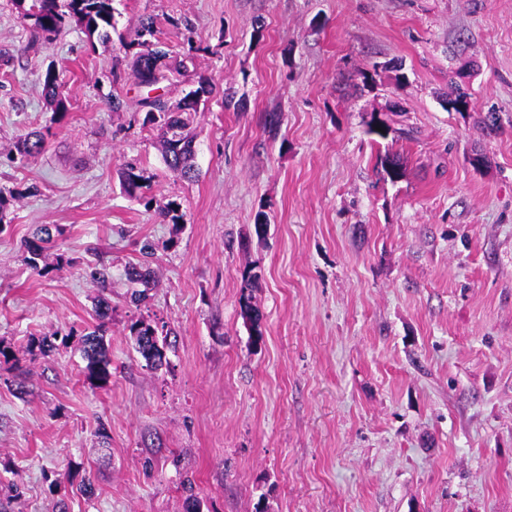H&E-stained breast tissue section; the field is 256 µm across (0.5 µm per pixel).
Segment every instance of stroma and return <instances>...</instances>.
<instances>
[{"mask_svg": "<svg viewBox=\"0 0 512 512\" xmlns=\"http://www.w3.org/2000/svg\"><path fill=\"white\" fill-rule=\"evenodd\" d=\"M113 5L109 41L72 24L46 45L0 0V189H35L0 233V344L30 390L0 363V483L20 491L6 512H186L188 479L202 512H512V0ZM148 15L213 86L191 121V180L135 118L146 88L112 76ZM50 66L70 89L61 117L42 96ZM374 113L411 139L370 134ZM35 129L45 150L14 161ZM388 150L403 159L394 182L377 174ZM131 162L154 176L153 208L120 186ZM172 199L177 226L157 211ZM39 224L63 227L54 250L74 267L23 263ZM146 240L154 286L137 305L124 269ZM97 260L112 272L103 388L77 338L26 350L93 323L82 264ZM138 320L174 332L160 368L135 350Z\"/></svg>", "mask_w": 512, "mask_h": 512, "instance_id": "stroma-1", "label": "stroma"}]
</instances>
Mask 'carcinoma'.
<instances>
[{"instance_id":"1","label":"carcinoma","mask_w":512,"mask_h":512,"mask_svg":"<svg viewBox=\"0 0 512 512\" xmlns=\"http://www.w3.org/2000/svg\"><path fill=\"white\" fill-rule=\"evenodd\" d=\"M16 3L21 17L30 21L33 31L46 44L53 43L70 23L81 27L90 40L95 36L106 38L110 30L116 28L113 0H16ZM156 33L155 18L141 19L136 26L134 38L122 42L124 55L113 58L112 73L116 74L126 67L139 84L146 83L152 60L150 45L153 44ZM42 94L53 112L64 115L69 92L53 67L45 71ZM140 108L143 114L142 126H149L157 131L163 162L168 172L178 178L195 177V151L191 146L192 138L185 133V128L189 126L192 115L198 112V102L187 95L173 110L169 101L157 98L151 102L146 96L140 100ZM45 143V135L33 131L16 142L15 150L20 158L28 159L41 154ZM380 164L381 171L390 181L395 182L402 177L399 156L387 153L380 159ZM152 179L153 175L147 169L133 164L126 165L120 172L124 192L146 207L152 203V199L145 195V190L151 187ZM26 192L31 194L33 189L29 187L25 192L15 189L6 193L0 190V232L5 228L4 217L8 206ZM158 214L162 220L174 225L180 224L183 218L181 204L175 200L160 206ZM63 232L64 229L59 225L38 226L32 236L21 245L23 262L39 273L61 271L72 266L73 259L62 253L55 256V264L46 263L48 245L52 243L54 236H60ZM140 252L142 261L127 268L126 276L131 282L147 287L153 275L149 261L153 255V245L148 241L144 242ZM86 275L102 289L107 288L110 283L111 274L102 263L87 264ZM111 313L110 303L104 298L101 299L96 309L97 324L91 331L82 332L80 337L83 375L90 385L99 388L106 386L112 378V359L104 339V327ZM130 334L134 336L136 351L146 365H162L166 358L165 349L168 347L167 336L170 335L165 326L137 321L131 324Z\"/></svg>"}]
</instances>
